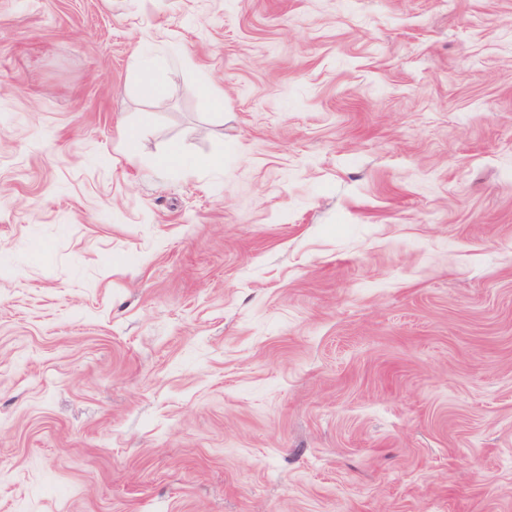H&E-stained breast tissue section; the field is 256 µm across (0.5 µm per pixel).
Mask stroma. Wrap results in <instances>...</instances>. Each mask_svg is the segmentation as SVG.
<instances>
[{"label": "stroma", "instance_id": "stroma-1", "mask_svg": "<svg viewBox=\"0 0 512 512\" xmlns=\"http://www.w3.org/2000/svg\"><path fill=\"white\" fill-rule=\"evenodd\" d=\"M0 512H512V0H0Z\"/></svg>", "mask_w": 512, "mask_h": 512}]
</instances>
